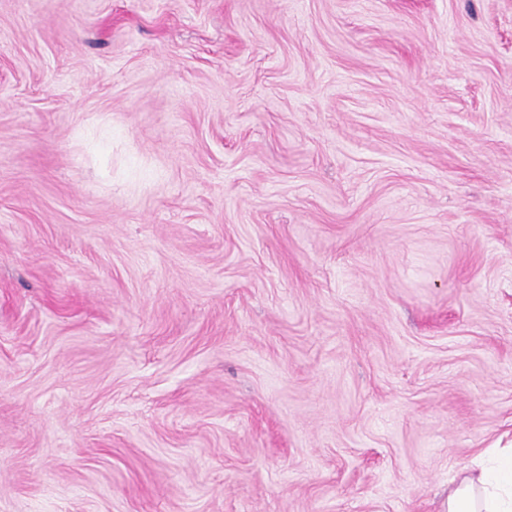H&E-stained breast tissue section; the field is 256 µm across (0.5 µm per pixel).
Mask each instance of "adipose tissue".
Returning a JSON list of instances; mask_svg holds the SVG:
<instances>
[{
    "instance_id": "obj_1",
    "label": "adipose tissue",
    "mask_w": 512,
    "mask_h": 512,
    "mask_svg": "<svg viewBox=\"0 0 512 512\" xmlns=\"http://www.w3.org/2000/svg\"><path fill=\"white\" fill-rule=\"evenodd\" d=\"M440 512H512V448H496L480 469L462 468Z\"/></svg>"
}]
</instances>
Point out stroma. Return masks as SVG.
<instances>
[{
	"mask_svg": "<svg viewBox=\"0 0 512 512\" xmlns=\"http://www.w3.org/2000/svg\"><path fill=\"white\" fill-rule=\"evenodd\" d=\"M512 448V0H0V512H436Z\"/></svg>",
	"mask_w": 512,
	"mask_h": 512,
	"instance_id": "1",
	"label": "stroma"
}]
</instances>
